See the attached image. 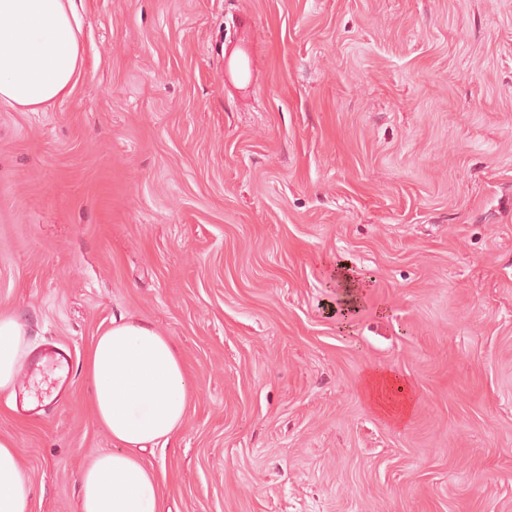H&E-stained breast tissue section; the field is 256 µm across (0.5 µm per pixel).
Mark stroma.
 <instances>
[{
  "instance_id": "obj_1",
  "label": "stroma",
  "mask_w": 512,
  "mask_h": 512,
  "mask_svg": "<svg viewBox=\"0 0 512 512\" xmlns=\"http://www.w3.org/2000/svg\"><path fill=\"white\" fill-rule=\"evenodd\" d=\"M75 8L71 95L0 105V306L72 354L66 399L0 395L32 512H80L115 449L85 354L120 316L189 372L141 454L167 512H512V0ZM336 261L367 283L350 334ZM371 366L416 388L403 426ZM236 51L234 56L232 51L224 57V82L226 84L233 83L235 79L246 78L254 68V55L247 41L240 42ZM366 402L394 425L404 423L415 404V391L404 379L390 370L371 369L361 383Z\"/></svg>"
}]
</instances>
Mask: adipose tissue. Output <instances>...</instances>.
<instances>
[{
	"label": "adipose tissue",
	"instance_id": "1",
	"mask_svg": "<svg viewBox=\"0 0 512 512\" xmlns=\"http://www.w3.org/2000/svg\"><path fill=\"white\" fill-rule=\"evenodd\" d=\"M72 0H0V103L39 112L65 100L83 64ZM29 354L27 329L0 311V394L13 395ZM85 368L97 422L117 450L100 454L80 477V512H162L155 474L139 452L169 441L189 410L188 371L170 337L143 321L113 322L90 347ZM366 402L392 424L404 423L415 391L385 369L361 383ZM33 486L12 439L0 438V512H32Z\"/></svg>",
	"mask_w": 512,
	"mask_h": 512
}]
</instances>
